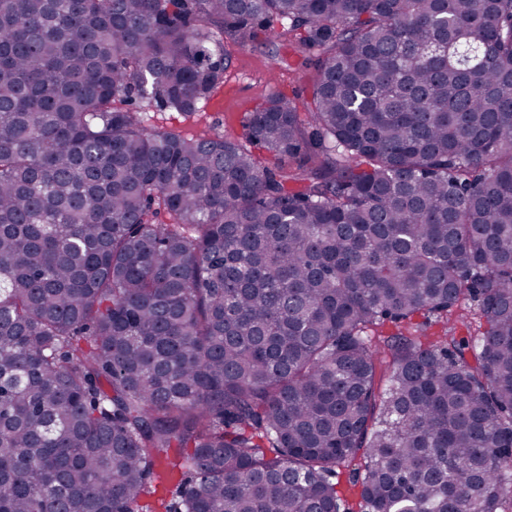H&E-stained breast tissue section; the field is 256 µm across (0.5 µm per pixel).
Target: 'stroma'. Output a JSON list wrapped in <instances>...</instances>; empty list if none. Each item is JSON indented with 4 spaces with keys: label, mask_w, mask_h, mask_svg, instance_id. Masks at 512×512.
Wrapping results in <instances>:
<instances>
[{
    "label": "stroma",
    "mask_w": 512,
    "mask_h": 512,
    "mask_svg": "<svg viewBox=\"0 0 512 512\" xmlns=\"http://www.w3.org/2000/svg\"><path fill=\"white\" fill-rule=\"evenodd\" d=\"M232 63L221 84L200 112L186 115L170 108L140 103L136 109L148 127L172 130L187 137L222 135L240 138L248 111L271 93H281L296 105L311 96L308 73L287 37L273 35L265 44L239 48L229 46Z\"/></svg>",
    "instance_id": "obj_1"
}]
</instances>
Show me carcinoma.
Returning <instances> with one entry per match:
<instances>
[{
  "label": "carcinoma",
  "mask_w": 512,
  "mask_h": 512,
  "mask_svg": "<svg viewBox=\"0 0 512 512\" xmlns=\"http://www.w3.org/2000/svg\"><path fill=\"white\" fill-rule=\"evenodd\" d=\"M279 30L274 166L128 109ZM358 455L361 512L512 498V0H0V512H350ZM457 317H462L464 323L459 321ZM448 318L450 321L455 322L457 336H475L479 332V314L476 302L471 300L464 301L453 311L452 316H448ZM446 328V319L426 318L423 315H416L411 320L401 323L387 322L382 326H376L369 332V336L377 338L378 336H390L399 331L405 333L411 332L415 336H421V340L425 343L437 341L444 335ZM363 465V458L359 455L351 463L346 464L337 469L336 478L333 482H336V488L339 492L340 498L345 508L352 510H359V485H355L352 480V476L356 471H360Z\"/></svg>",
  "instance_id": "obj_1"
}]
</instances>
